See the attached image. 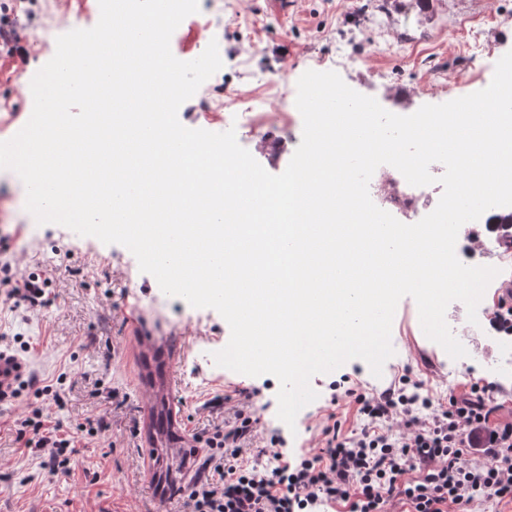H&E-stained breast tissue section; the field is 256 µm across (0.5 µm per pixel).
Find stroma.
<instances>
[{
  "instance_id": "stroma-1",
  "label": "stroma",
  "mask_w": 512,
  "mask_h": 512,
  "mask_svg": "<svg viewBox=\"0 0 512 512\" xmlns=\"http://www.w3.org/2000/svg\"><path fill=\"white\" fill-rule=\"evenodd\" d=\"M43 0H21L20 50L0 55V141L12 138L33 108L30 83L54 55L37 37L39 23L78 22L93 27L97 13L75 18L72 0L42 13ZM377 13L371 0H207L185 18L170 47L183 61L199 57L217 41L223 61L206 91L221 106L203 117L197 98L184 102L180 122L189 128L224 131V115L239 100L255 99L270 118L265 135L246 122L235 125L237 140L269 173H282L302 139L303 120L295 105L296 84L307 70L337 71L355 91L385 100L390 112L409 115L434 103L443 91L461 97L486 88L493 62L512 51V0H386ZM482 16L478 38L460 28L461 19ZM480 43L482 56L470 49ZM26 190L12 171L0 170V233L7 249L0 259L21 272L52 279V305L37 312H0V335L28 342V374L40 384L67 380L59 402L43 406L46 427L77 437L78 453L18 447L13 422L34 397L23 393L0 406V512H182L172 498L149 439L155 388L147 384L143 357L163 363L165 395L177 439L173 477L184 481L193 461L191 437L224 422L220 400L250 398L264 436L279 435L288 452L317 451L330 421L349 433L356 422L351 399L331 403V386L348 380L369 393L387 388L403 373L420 380L434 402L450 393L486 385L497 410L495 421L512 422V378L492 374L501 351L491 324L499 306L486 299L477 323H469L462 302H452L446 321L467 350L437 369L443 349L429 340L411 297L400 300L391 329L394 354L374 376L367 363L352 359L337 370L315 375V401L302 408L294 427L277 417L278 380L219 367L212 354L230 339L227 322L215 310L182 304L158 307L156 279L140 272L133 254L58 224H40L25 209ZM105 417L108 430L81 433L87 421Z\"/></svg>"
}]
</instances>
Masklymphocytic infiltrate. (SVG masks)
Segmentation results:
<instances>
[{"instance_id": "obj_1", "label": "lymphocytic infiltrate", "mask_w": 512, "mask_h": 512, "mask_svg": "<svg viewBox=\"0 0 512 512\" xmlns=\"http://www.w3.org/2000/svg\"><path fill=\"white\" fill-rule=\"evenodd\" d=\"M52 281L0 265V310L50 305ZM357 406L351 434L325 427L318 452L274 451V465L246 462L260 434L249 404L236 406L212 431L194 435L201 454L181 491L183 512H316L330 504L346 512H473L512 496V422L495 423L479 387L435 406L419 381L400 378L377 395L346 389ZM28 448L72 447L45 427L43 412L15 420Z\"/></svg>"}]
</instances>
